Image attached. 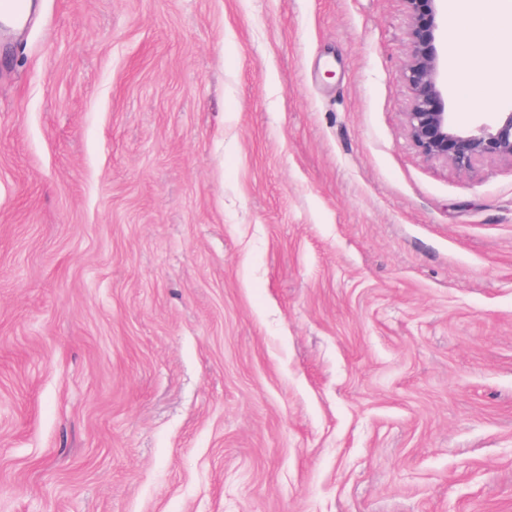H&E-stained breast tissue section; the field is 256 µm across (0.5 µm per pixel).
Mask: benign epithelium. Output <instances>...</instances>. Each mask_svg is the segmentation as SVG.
Instances as JSON below:
<instances>
[{
    "instance_id": "7a95c632",
    "label": "benign epithelium",
    "mask_w": 512,
    "mask_h": 512,
    "mask_svg": "<svg viewBox=\"0 0 512 512\" xmlns=\"http://www.w3.org/2000/svg\"><path fill=\"white\" fill-rule=\"evenodd\" d=\"M408 9L409 60L406 80L411 88L407 132L427 157L467 171L491 159L512 160V109L490 123L459 124L448 111V88L441 77L445 40L444 0H405Z\"/></svg>"
}]
</instances>
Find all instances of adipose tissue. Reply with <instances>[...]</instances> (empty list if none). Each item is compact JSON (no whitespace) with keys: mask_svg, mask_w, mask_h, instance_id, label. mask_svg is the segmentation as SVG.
Returning <instances> with one entry per match:
<instances>
[{"mask_svg":"<svg viewBox=\"0 0 512 512\" xmlns=\"http://www.w3.org/2000/svg\"><path fill=\"white\" fill-rule=\"evenodd\" d=\"M448 11L463 20L453 49L461 98L471 101L489 89L512 93V54L501 51L512 40V0H448Z\"/></svg>","mask_w":512,"mask_h":512,"instance_id":"1","label":"adipose tissue"}]
</instances>
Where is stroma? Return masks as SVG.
Instances as JSON below:
<instances>
[{
	"mask_svg": "<svg viewBox=\"0 0 512 512\" xmlns=\"http://www.w3.org/2000/svg\"><path fill=\"white\" fill-rule=\"evenodd\" d=\"M405 0H33L0 66V512H512V161L411 142Z\"/></svg>",
	"mask_w": 512,
	"mask_h": 512,
	"instance_id": "35a3bbf8",
	"label": "stroma"
}]
</instances>
